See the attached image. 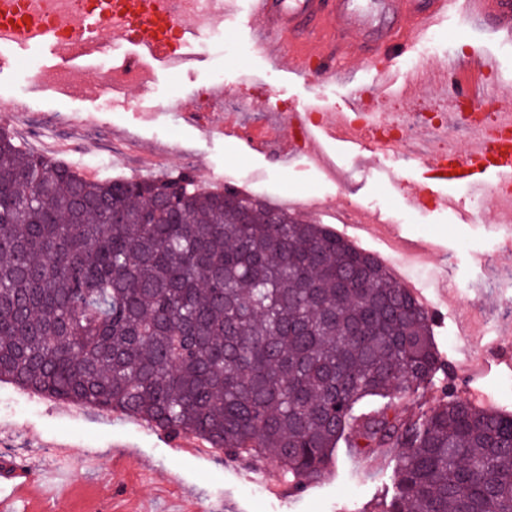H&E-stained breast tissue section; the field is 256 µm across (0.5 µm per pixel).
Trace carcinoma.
Returning <instances> with one entry per match:
<instances>
[{"label": "carcinoma", "instance_id": "cac0c4a2", "mask_svg": "<svg viewBox=\"0 0 512 512\" xmlns=\"http://www.w3.org/2000/svg\"><path fill=\"white\" fill-rule=\"evenodd\" d=\"M448 370L429 313L326 226L188 175L91 181L0 129V381L270 454L298 490L342 443L394 450L387 512H512L511 413L450 383L396 411ZM440 394V389L436 387L428 389L424 393H420L419 396L400 401L398 411L405 416L417 414L422 409H427L437 404Z\"/></svg>", "mask_w": 512, "mask_h": 512}]
</instances>
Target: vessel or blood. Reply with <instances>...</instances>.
<instances>
[{
  "mask_svg": "<svg viewBox=\"0 0 512 512\" xmlns=\"http://www.w3.org/2000/svg\"><path fill=\"white\" fill-rule=\"evenodd\" d=\"M180 0H112L116 13L139 14L145 26L161 21L171 22L179 36L190 28L177 18ZM394 20L378 26L371 9L361 0H250L252 16L264 23L263 35L256 44L259 57L284 60L290 71L307 76L310 66L324 73L335 72L346 60H357L374 69L380 80L395 72L397 61L408 54L422 23H440L458 13H465L496 31L512 36V0H388ZM28 0H0V29L7 31L15 46L32 48L47 40H59L55 20L29 18ZM102 14L80 15L75 30L83 38L87 52L97 48L93 38L102 26ZM134 50L127 55L130 66L137 67L152 60H170V42L145 35L128 38ZM487 55L474 51L451 64L440 78L448 84L449 109H457L461 99H474L475 94L465 80L467 73H486L494 68ZM419 176L413 192L414 205H424L427 198L439 195L443 188L469 186L490 188L492 181L512 179V142L489 134H481L465 156H449L448 160L421 158ZM0 479L12 483L22 492L31 481L30 469L22 464L0 463Z\"/></svg>",
  "mask_w": 512,
  "mask_h": 512,
  "instance_id": "1",
  "label": "vessel or blood"
}]
</instances>
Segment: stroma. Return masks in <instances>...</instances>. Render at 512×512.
Masks as SVG:
<instances>
[{
    "mask_svg": "<svg viewBox=\"0 0 512 512\" xmlns=\"http://www.w3.org/2000/svg\"><path fill=\"white\" fill-rule=\"evenodd\" d=\"M224 30L212 32L210 15L196 16V40L182 44L188 65L170 71L151 64L144 85L116 94L112 109L100 111L96 78L131 47L120 40L100 38L101 49L83 70L68 64L50 49L29 51L30 60L42 69L31 79L26 65L0 67V103L38 98L36 112L0 113V129L23 150L49 154L53 145L69 143L65 163L82 167L105 158L96 172L100 178H146L190 173L208 189L239 186L241 171H252L268 180L266 197L295 210L298 202L316 197L337 209L360 199L383 210L402 212L401 236L411 241L437 243L428 252L418 274L430 280L443 256H451L446 285L434 287V302L461 315L498 309L497 297L471 288L457 295L452 283L475 279L473 258L494 254L496 261L512 267V248L496 249L498 237L512 227V217L493 205L482 222H463L440 197L428 205L412 202L416 164L383 156L376 149L363 151L362 170L330 173L325 158L278 154L275 125L295 112L324 115L350 109L343 77L326 75L303 79L290 74L281 63L259 59L243 29L248 0H222ZM432 48L415 46L414 56L430 54L429 68L461 59L467 49H479L494 58L503 83L512 84V37L499 35L463 17L429 30ZM224 77L225 95L244 103L265 102L264 111L235 112L239 135L208 131L210 112H186L179 102L196 101L209 92L215 74ZM67 75L68 91L55 89L57 76ZM268 140L269 149L256 153L243 138L251 127ZM439 351L453 355V384L463 398L482 395L487 408L512 412V370L485 357L483 365L471 362L476 345L472 336L460 335L453 320L435 327ZM25 464L35 477L60 476L70 491L51 500L50 512H91L99 496L112 495V512H187L199 502L202 512H381L389 497V480L379 469L368 468L347 448H339L335 465L305 492H295L275 480L257 492L253 474L270 467L265 457L204 458L176 449V440L144 421L94 407L65 403L45 396H31L10 383L0 382V459Z\"/></svg>",
    "mask_w": 512,
    "mask_h": 512,
    "instance_id": "stroma-1",
    "label": "stroma"
}]
</instances>
